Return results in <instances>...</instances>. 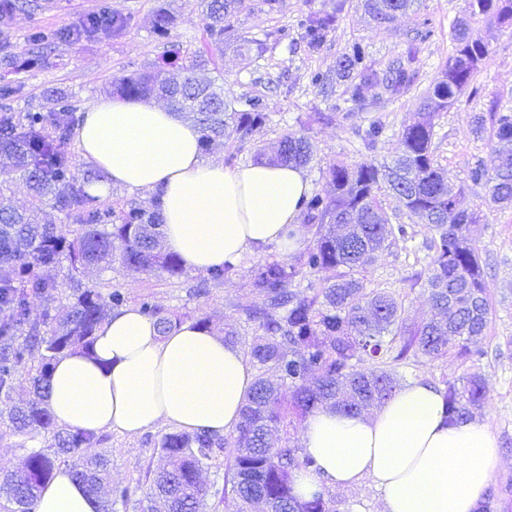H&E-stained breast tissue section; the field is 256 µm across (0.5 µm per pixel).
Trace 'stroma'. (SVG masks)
<instances>
[{
    "instance_id": "35a3bbf8",
    "label": "stroma",
    "mask_w": 512,
    "mask_h": 512,
    "mask_svg": "<svg viewBox=\"0 0 512 512\" xmlns=\"http://www.w3.org/2000/svg\"><path fill=\"white\" fill-rule=\"evenodd\" d=\"M469 3L416 0L406 14L377 25L365 15L363 0H277L272 9L265 0H245L219 54L211 46L208 19L197 0H29L0 20V83L9 81L19 88L13 97L0 98V115H17L31 108L52 111L56 90L81 104L110 95L113 79L153 69L177 46L185 61L201 63L208 75L223 85L225 98L262 100L269 123L258 136L260 143L274 142L287 132L308 137L314 156L306 170L314 192L326 194L331 190L326 177L330 164L340 160L353 164L369 155L387 162L399 153L400 131L413 120L432 80L455 51L454 21L467 18L473 35L487 43L489 53L471 88L437 118L432 143L449 184L462 190L461 208L477 217L474 235L481 248L492 306L491 320L479 342L487 355L476 363L457 357L432 360L422 356L401 362L398 371L407 380L419 379L437 388L444 380L473 370L484 375L489 393L475 415L498 437L501 452L488 493L493 512H512V206L486 202L484 187L469 179L475 166L494 169L498 149L490 127L475 128V116L512 109V26L471 14ZM163 8L172 14L165 37L157 33L155 24ZM101 10L127 16V29L119 33L100 30L79 40L59 39V32L79 18ZM328 14L336 16L335 25L318 48H310L302 37L303 21ZM425 20L433 29L427 39L420 35ZM37 31L52 34L53 39L43 45L42 66L30 69L24 61L31 48L30 37ZM356 42L365 46V72L374 76L373 82L366 84L361 103L352 101L351 90L361 83L362 74L339 68L342 56ZM397 67L415 76L410 89L401 93L391 92L384 80ZM318 73L323 74V83L314 82ZM377 116L384 118L387 130L368 155L358 133ZM382 205L390 222L407 225L414 237L407 242L393 240L377 253L367 279L370 285L400 292L408 322L417 326L436 314L427 291L411 287L408 281L426 258L422 242L427 231L412 223L393 197H383ZM270 256L282 259L286 253L271 244L247 254L239 260L235 273L220 283L211 282L208 273L189 268L170 278L117 265L83 276L82 281L103 289L119 288L131 306L147 300L161 311H176L193 321L210 317L215 333L233 327L243 349L257 330L245 314L257 301L251 281L258 263ZM30 397L25 386L10 398L0 397V467H14L25 449L46 444L43 436H18L8 427L9 410ZM162 435L159 428L133 438L105 432L93 446V453L108 455L112 484L129 487L132 492L131 502L114 505V512H137V500L149 489L146 472L160 463ZM324 496L334 502L336 512H383L380 492L369 482L349 490L328 486Z\"/></svg>"
}]
</instances>
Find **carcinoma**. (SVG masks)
Wrapping results in <instances>:
<instances>
[{
	"label": "carcinoma",
	"instance_id": "obj_1",
	"mask_svg": "<svg viewBox=\"0 0 512 512\" xmlns=\"http://www.w3.org/2000/svg\"><path fill=\"white\" fill-rule=\"evenodd\" d=\"M243 0H201L210 19L209 36L218 48L230 21ZM415 0H365L373 19L384 24L406 13ZM471 13L482 14L500 24L512 22V0H471ZM333 19H312L305 38L317 47ZM455 54L448 59L425 95L422 112L401 132V152L389 163L365 158L354 164L332 165L328 177L334 195L314 194L302 201V213L314 228L315 244L291 254L290 261L268 259L258 268L252 291L260 299L247 311L258 323V333L248 354L259 366L249 396L234 432H169L160 440L166 467L152 477L149 491L138 501L140 512H213L226 494H232L235 512H251L261 501L272 512H333L331 501L317 494L301 501L292 493L296 471L313 464L297 448H276L268 442L272 429L297 431L302 421L320 407H334L355 414L379 405L400 390L404 376L395 364L408 355L440 359L449 352L465 360L485 356L471 344L485 334L492 307L484 282V268L473 236L476 216L459 208L457 193L448 186L443 169L432 150L435 119L448 110L473 80L488 48L470 32L468 22L455 27ZM345 68L364 70L365 49L351 45L340 61ZM412 76L394 72L387 87L407 90ZM120 96L160 98L170 108L193 120L201 132V146L231 135L249 142L268 122L263 103L247 98L244 108L224 99V88L197 76L194 67L183 64L174 50L153 71L126 75L112 81ZM56 109L44 113L29 110L15 117L0 118V156L9 161L25 181L32 207L50 204L63 212L76 213L77 236L66 240L56 235L53 225L37 224L31 214L15 208L6 188L0 186V263L11 275L0 279V396L10 398L26 382L34 398L13 410L9 427L24 434H47L50 448H32L20 467L0 468V497L7 512H34L42 486L60 466H66L90 492L102 493L109 459L104 454L81 455V449L96 442L95 434L57 426L46 397L53 363L75 350L88 351L107 312L126 303L118 289L102 294L76 278L90 267L105 271L118 261L142 273L182 274L177 254L164 250L160 202L132 203L112 220L113 210L102 206L84 186L104 177L97 171L82 174L73 163L69 145L75 126L82 122L80 107L71 97L55 98ZM386 130L377 118L359 133L368 152ZM493 137L512 143V112L494 115ZM313 159L308 138L287 133L279 140L274 163L306 165ZM471 181L486 188L487 200L512 204V152L498 156L494 173L478 165ZM394 197L399 206L425 226L429 237L426 268L411 277L413 284L427 288L439 318L411 327L405 316L403 296L388 287L367 285L368 266L389 238L408 237L407 225L396 226L378 201ZM124 246L112 252V242ZM68 260L74 301L58 314L46 313L42 322L29 319L33 297L55 299L59 283L46 271ZM334 272L320 287L302 285L307 275ZM143 314L155 320L166 334L183 322L177 313H164L148 301ZM38 363H32L33 358ZM277 374L278 384L268 378ZM445 420L458 423L473 417L483 405L487 383L481 374L468 372L444 381L440 391ZM223 470V486L206 487L199 481L205 467ZM129 489L117 488L103 497L102 512H112L120 500L128 502Z\"/></svg>",
	"mask_w": 512,
	"mask_h": 512
}]
</instances>
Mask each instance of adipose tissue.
Returning a JSON list of instances; mask_svg holds the SVG:
<instances>
[{
  "instance_id": "1",
  "label": "adipose tissue",
  "mask_w": 512,
  "mask_h": 512,
  "mask_svg": "<svg viewBox=\"0 0 512 512\" xmlns=\"http://www.w3.org/2000/svg\"><path fill=\"white\" fill-rule=\"evenodd\" d=\"M76 139L82 159L105 174L89 194L105 198L116 186L158 194L165 243L186 267L206 272L271 243L297 245L288 229L312 191L302 168L206 160L198 128L150 99L87 101ZM252 383L248 360L223 336L192 321L162 336L130 306L112 313L89 353L57 359L47 404L58 425L94 434L174 426L223 435L236 428ZM302 448L314 465L295 474L296 497L367 480L384 512H474L500 460L488 425L445 423L441 395L422 381L368 414L315 411ZM35 512H101V501L62 467Z\"/></svg>"
}]
</instances>
